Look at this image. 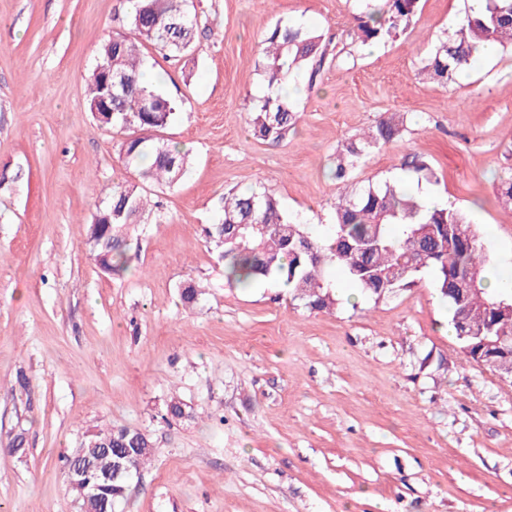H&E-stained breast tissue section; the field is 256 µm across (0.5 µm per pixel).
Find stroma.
I'll list each match as a JSON object with an SVG mask.
<instances>
[{
	"label": "stroma",
	"mask_w": 512,
	"mask_h": 512,
	"mask_svg": "<svg viewBox=\"0 0 512 512\" xmlns=\"http://www.w3.org/2000/svg\"><path fill=\"white\" fill-rule=\"evenodd\" d=\"M195 47H155L145 69L181 98L160 136L191 149L165 222L139 225L124 272L85 245L107 188L137 180L122 137L94 120L86 79L126 0H0V512H80L62 469L85 432L146 431L152 460L116 512H512V380L468 361L430 280L381 301L310 312L282 283L229 287L206 229L225 193L262 186L320 235L332 222L338 143L406 113L399 143L356 170L398 176L430 160L433 191L468 211L497 260L512 256V50L441 88L423 60L469 0H420L368 50L359 0H189ZM323 34L316 77L295 76L302 118L278 143L251 137L261 42L277 22ZM204 295L184 306L180 288ZM183 417L166 414L170 398ZM399 168L421 184L433 185L439 182L438 174L433 164L418 155L406 154L401 158Z\"/></svg>",
	"instance_id": "1"
}]
</instances>
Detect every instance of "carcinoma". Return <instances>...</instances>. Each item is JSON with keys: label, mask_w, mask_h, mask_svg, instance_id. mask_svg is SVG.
<instances>
[{"label": "carcinoma", "mask_w": 512, "mask_h": 512, "mask_svg": "<svg viewBox=\"0 0 512 512\" xmlns=\"http://www.w3.org/2000/svg\"><path fill=\"white\" fill-rule=\"evenodd\" d=\"M130 2L125 24L102 41L96 63L112 67V130L130 136L121 147L124 162L139 170L141 181L170 188L184 175L189 151L135 133L167 127L176 120L180 102L141 81V47L149 43L170 58L184 56L193 48L197 19L188 9V0ZM360 2L357 29L363 45L397 37L419 7V0ZM487 42L512 46V0H484L482 8L470 9L456 29L434 45L421 73L446 87L478 60L477 53ZM262 45V75L268 87L278 91L253 103L248 125L253 138L278 143L301 119L293 100L279 89L295 72L315 75L328 44L315 30L279 23ZM146 99L153 100L150 110L142 107ZM404 131L403 115L382 112L367 131L341 142L331 170L336 196L327 242L285 211L264 188L225 194L220 222L207 229L209 239L221 249L224 279L241 288L280 281L304 307L324 311L337 304L328 281L332 267L376 303L416 286L429 270L448 304L450 326L461 352L480 366L494 361V370L508 376L512 374V348L491 351L487 342L512 340V289L492 286L509 273L495 263L484 233L455 204L428 207L398 178L363 186L354 183L357 168L374 151L402 139ZM399 168L419 185L439 182L433 164L421 156L404 155ZM103 203L112 207V223H99L100 213H94L87 223L86 244L99 268L110 275L123 270L136 226L158 223L162 215L137 184L112 186ZM92 446L103 449L96 457L101 470L115 460L114 448L141 449L132 455L137 469L152 457L150 436L139 429L100 428L85 434L79 444L81 448ZM126 488L124 480L113 481L94 505L95 512H114Z\"/></svg>", "instance_id": "cac0c4a2"}]
</instances>
